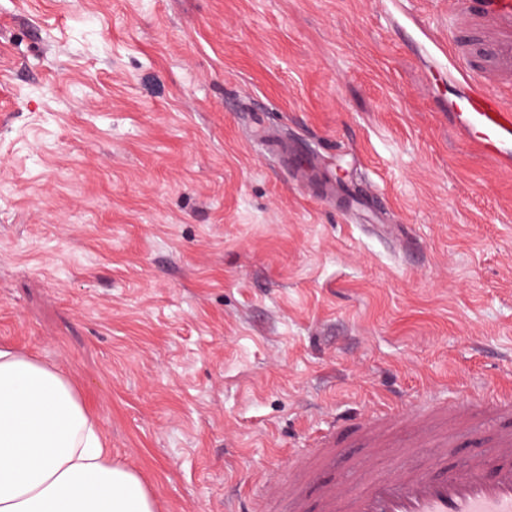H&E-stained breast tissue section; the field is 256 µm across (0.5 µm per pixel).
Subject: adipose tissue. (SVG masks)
I'll list each match as a JSON object with an SVG mask.
<instances>
[{
  "mask_svg": "<svg viewBox=\"0 0 512 512\" xmlns=\"http://www.w3.org/2000/svg\"><path fill=\"white\" fill-rule=\"evenodd\" d=\"M59 371L0 348V512H156Z\"/></svg>",
  "mask_w": 512,
  "mask_h": 512,
  "instance_id": "adipose-tissue-1",
  "label": "adipose tissue"
}]
</instances>
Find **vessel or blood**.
Returning a JSON list of instances; mask_svg holds the SVG:
<instances>
[{
    "instance_id": "b4317fda",
    "label": "vessel or blood",
    "mask_w": 512,
    "mask_h": 512,
    "mask_svg": "<svg viewBox=\"0 0 512 512\" xmlns=\"http://www.w3.org/2000/svg\"><path fill=\"white\" fill-rule=\"evenodd\" d=\"M449 23L460 36L452 43L456 70L467 92L464 105L472 118L466 133L483 154L512 168V154L502 147L512 134V99L496 94L512 87V0H448ZM498 424L493 445L480 441L486 421ZM463 426L476 438L462 470L446 469L445 440L435 423ZM413 428L405 453L423 455L417 465L376 473L369 461L359 467L360 484L343 492L325 470L336 463L342 436H381L393 425ZM285 512H512V399L472 398L451 403L434 397L417 408L394 401L385 412L363 420L343 419L317 439L314 447L289 452L288 461L268 480Z\"/></svg>"
}]
</instances>
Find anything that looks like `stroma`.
<instances>
[{"label":"stroma","mask_w":512,"mask_h":512,"mask_svg":"<svg viewBox=\"0 0 512 512\" xmlns=\"http://www.w3.org/2000/svg\"><path fill=\"white\" fill-rule=\"evenodd\" d=\"M451 38L448 0H0V346L159 512H283L334 416L512 390V171L430 74Z\"/></svg>","instance_id":"35a3bbf8"}]
</instances>
